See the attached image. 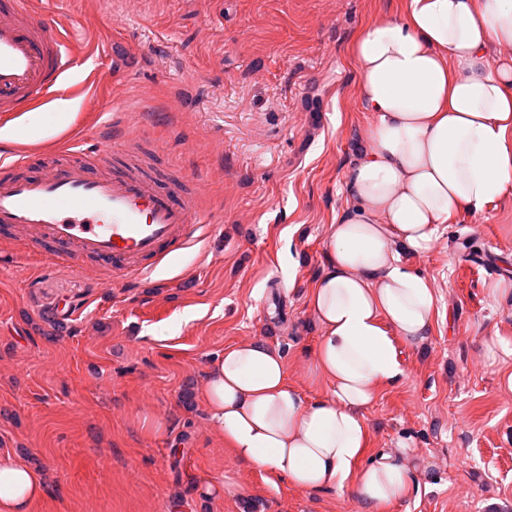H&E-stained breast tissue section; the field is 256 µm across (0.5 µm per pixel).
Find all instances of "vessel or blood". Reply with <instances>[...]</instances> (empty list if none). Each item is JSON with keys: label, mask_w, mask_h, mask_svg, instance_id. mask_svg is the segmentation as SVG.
Instances as JSON below:
<instances>
[{"label": "vessel or blood", "mask_w": 512, "mask_h": 512, "mask_svg": "<svg viewBox=\"0 0 512 512\" xmlns=\"http://www.w3.org/2000/svg\"><path fill=\"white\" fill-rule=\"evenodd\" d=\"M51 16H35L28 0H0V115H17L49 99L83 54ZM111 148L84 154L42 174H26L27 157L0 161V229L54 243L68 260L109 265L114 283L150 273L172 252L201 238L208 219L189 204L185 183L161 189L130 167L108 169Z\"/></svg>", "instance_id": "1"}]
</instances>
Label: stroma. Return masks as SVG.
I'll return each instance as SVG.
<instances>
[{
	"label": "stroma",
	"mask_w": 512,
	"mask_h": 512,
	"mask_svg": "<svg viewBox=\"0 0 512 512\" xmlns=\"http://www.w3.org/2000/svg\"><path fill=\"white\" fill-rule=\"evenodd\" d=\"M85 30L77 95L0 120L36 123L28 175L47 152L120 119L164 181L191 180L213 222L203 239L130 287L0 238V454L50 475L33 512H363L350 495L266 483L185 404L225 346L279 347L291 384L323 395L310 362L318 328L307 293L347 198L345 171L369 119L348 47L400 0H32ZM126 49L123 76L112 48ZM113 110H105L106 101ZM404 261L433 280L442 313L409 373L368 411L373 446L409 440L417 493L393 512H512V190L446 224Z\"/></svg>",
	"instance_id": "35a3bbf8"
}]
</instances>
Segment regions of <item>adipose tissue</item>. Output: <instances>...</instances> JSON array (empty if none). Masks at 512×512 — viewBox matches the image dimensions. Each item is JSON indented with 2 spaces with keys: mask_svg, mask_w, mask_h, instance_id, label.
<instances>
[{
  "mask_svg": "<svg viewBox=\"0 0 512 512\" xmlns=\"http://www.w3.org/2000/svg\"><path fill=\"white\" fill-rule=\"evenodd\" d=\"M512 0H402L349 47L371 117L345 173L348 200L326 231L325 265L308 290L319 328L312 375L293 387L263 339L225 347L196 395L233 458L301 491L349 493L364 512L409 500L419 469L405 446L373 451L367 412L408 376L438 293L401 257L427 252L440 225L512 190ZM48 472L0 455V512H32Z\"/></svg>",
  "mask_w": 512,
  "mask_h": 512,
  "instance_id": "obj_1",
  "label": "adipose tissue"
}]
</instances>
